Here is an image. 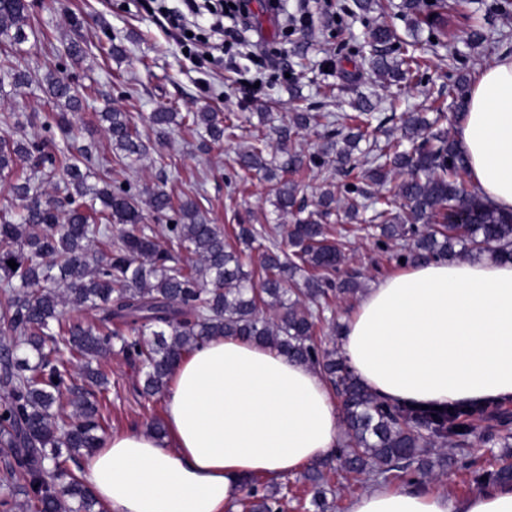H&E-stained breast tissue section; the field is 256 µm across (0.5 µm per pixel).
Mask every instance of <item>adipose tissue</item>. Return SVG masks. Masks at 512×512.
Wrapping results in <instances>:
<instances>
[{
	"label": "adipose tissue",
	"mask_w": 512,
	"mask_h": 512,
	"mask_svg": "<svg viewBox=\"0 0 512 512\" xmlns=\"http://www.w3.org/2000/svg\"><path fill=\"white\" fill-rule=\"evenodd\" d=\"M455 140L484 201L512 212V55L472 85ZM352 371L392 401L512 402V261H422L378 279L344 321ZM167 434H113L83 464L105 512H228L249 477L275 481L334 455L336 398L319 372L235 337L184 356ZM347 512H512V486L461 498L373 486Z\"/></svg>",
	"instance_id": "ef3b65f1"
}]
</instances>
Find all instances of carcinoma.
<instances>
[{
  "instance_id": "1",
  "label": "carcinoma",
  "mask_w": 512,
  "mask_h": 512,
  "mask_svg": "<svg viewBox=\"0 0 512 512\" xmlns=\"http://www.w3.org/2000/svg\"><path fill=\"white\" fill-rule=\"evenodd\" d=\"M402 7L433 25L448 0H435L427 13L422 0H403ZM31 33L27 0H0L1 99L33 82L14 63ZM395 40L386 24L369 32V72L389 85L427 66L413 52L393 63ZM42 81L59 111L54 124L41 128L65 135L63 146L28 132L40 120L36 113L0 115L9 128L0 135V178H11L12 193L23 201L19 212L0 209V328L8 332L0 337V512H102L82 462L107 432L101 360L115 349L146 368L147 400L165 395L186 354L220 336L261 344L319 371L339 401L345 432L333 456L337 466L325 461L304 474L313 512H333L338 471L412 488L447 468L471 469L468 440L478 417L496 421L487 443L512 447L509 410L459 406L433 415L389 401L361 383L340 349L320 335L329 301L353 297L362 286L342 272L345 253L330 240L334 221L362 222L359 230L374 238L377 251L396 261L512 260V214L491 208L476 192L467 160L443 126L442 105L432 107L433 117L402 113L396 133L382 144L375 136L394 117L366 99L351 104V113L292 112L274 128L280 159L268 157L269 133L254 128L236 164L270 183L279 214L297 217L286 226L239 224L229 242L194 200L176 202L162 187L141 194L112 179L110 161L71 136L83 94L58 72ZM100 121L118 161L132 166L148 156L132 113L107 107ZM149 121L162 137L172 127H187L215 143L234 128L231 115L207 107H166ZM319 128L320 151L307 155L289 147L301 132ZM363 141L366 160L343 198L336 199L329 182L312 210L299 204V184L288 173L332 166L348 175ZM59 173L62 183L56 184ZM52 183L56 196L43 190ZM145 205L168 217L163 232L176 249L162 247L144 223ZM114 224L121 225L116 234ZM283 234L287 253L278 245ZM254 252L259 267L248 270L243 257ZM89 310L103 313L102 324L82 319ZM474 479L511 484L509 453L497 469L476 471ZM245 485L248 492L237 500L241 512H282L287 483L269 488L250 478Z\"/></svg>"
}]
</instances>
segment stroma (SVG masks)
I'll return each instance as SVG.
<instances>
[{
    "instance_id": "obj_1",
    "label": "stroma",
    "mask_w": 512,
    "mask_h": 512,
    "mask_svg": "<svg viewBox=\"0 0 512 512\" xmlns=\"http://www.w3.org/2000/svg\"><path fill=\"white\" fill-rule=\"evenodd\" d=\"M387 15L352 11V0H311L306 24L286 27L283 16L258 10L257 23L263 45L256 53L227 39L221 61L198 56L173 36L167 16L179 8V0H28L32 26L38 39L29 40L18 54V68L47 72L55 62L51 47L77 40L87 50L80 62H67L66 75L85 88L86 101L74 116L73 133L80 143L106 148L99 130L98 114L110 107L144 119L165 107L194 111L202 107L236 113L242 125L237 135L223 143H204L201 133L174 129L158 141L148 124H141L150 148L147 158L133 167L117 164L114 176L137 189L165 184L174 197L197 199L202 212L224 230L233 225L274 224L278 218L267 184L243 174L234 163L248 137L246 126L258 123L260 113L272 120L291 112H347L360 97L377 102L385 114L420 111L433 101L448 99V86L459 77L475 80L481 70L501 54H512V20L496 12L497 0H460L444 13L441 23L446 45H432V28L400 14L398 0H383ZM387 22L402 39L417 37L431 60L428 72L383 88L369 74L361 73L369 53V30ZM487 39L470 44L474 28ZM125 53L113 58L110 45ZM459 51L455 66H447V45ZM254 93L244 94L243 84ZM396 261L381 259L372 240L353 238L344 269L361 273L363 287L399 270ZM110 379L104 413L114 433L148 428L161 417L163 401L145 400L142 389L145 369L118 352L101 362Z\"/></svg>"
}]
</instances>
